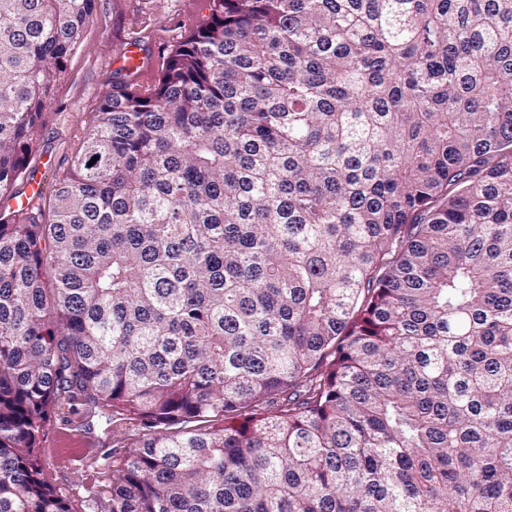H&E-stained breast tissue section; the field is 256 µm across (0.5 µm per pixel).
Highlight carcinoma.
I'll list each match as a JSON object with an SVG mask.
<instances>
[{"mask_svg":"<svg viewBox=\"0 0 512 512\" xmlns=\"http://www.w3.org/2000/svg\"><path fill=\"white\" fill-rule=\"evenodd\" d=\"M94 7L0 0V198ZM77 396L148 431L98 512H512V0H209L115 72L0 212V512H73Z\"/></svg>","mask_w":512,"mask_h":512,"instance_id":"cac0c4a2","label":"carcinoma"}]
</instances>
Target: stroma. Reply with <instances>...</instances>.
Here are the masks:
<instances>
[{
    "instance_id": "obj_1",
    "label": "stroma",
    "mask_w": 512,
    "mask_h": 512,
    "mask_svg": "<svg viewBox=\"0 0 512 512\" xmlns=\"http://www.w3.org/2000/svg\"><path fill=\"white\" fill-rule=\"evenodd\" d=\"M207 13L206 0H95L93 16L69 56L67 76L47 108L30 171L42 172L47 186L55 187L109 89L127 43L137 42L145 60L157 63L160 52L180 41ZM46 159L52 166L45 170L41 163ZM111 430L106 416L88 414L83 404L51 413L39 443L42 476L71 501L74 512H93L92 495L103 484L108 464L143 434L131 423L124 425L123 438Z\"/></svg>"
}]
</instances>
